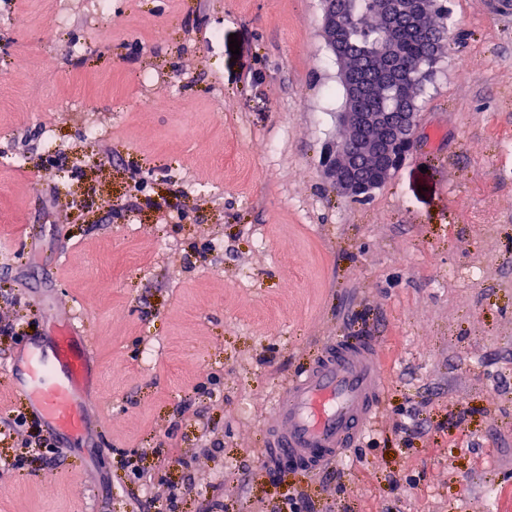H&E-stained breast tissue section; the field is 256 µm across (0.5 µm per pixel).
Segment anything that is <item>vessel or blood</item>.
<instances>
[{"label": "vessel or blood", "mask_w": 512, "mask_h": 512, "mask_svg": "<svg viewBox=\"0 0 512 512\" xmlns=\"http://www.w3.org/2000/svg\"><path fill=\"white\" fill-rule=\"evenodd\" d=\"M69 326L50 348H32L14 379L16 391L54 430L84 435L89 422L88 350ZM386 369L383 347L369 337L330 339L279 391L263 425L262 459L291 462L315 473L339 462L364 436L381 408Z\"/></svg>", "instance_id": "vessel-or-blood-1"}]
</instances>
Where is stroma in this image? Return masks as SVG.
<instances>
[{
  "label": "stroma",
  "mask_w": 512,
  "mask_h": 512,
  "mask_svg": "<svg viewBox=\"0 0 512 512\" xmlns=\"http://www.w3.org/2000/svg\"><path fill=\"white\" fill-rule=\"evenodd\" d=\"M447 6L421 139L351 200L320 0H67L61 29L0 0V512H512V12ZM67 322L92 428L13 468L9 370ZM358 336L386 352L374 447L268 471L274 391Z\"/></svg>",
  "instance_id": "1"
}]
</instances>
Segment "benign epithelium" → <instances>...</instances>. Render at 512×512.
Here are the masks:
<instances>
[{"instance_id": "1", "label": "benign epithelium", "mask_w": 512, "mask_h": 512, "mask_svg": "<svg viewBox=\"0 0 512 512\" xmlns=\"http://www.w3.org/2000/svg\"><path fill=\"white\" fill-rule=\"evenodd\" d=\"M322 4L324 38L334 51L346 98L342 112L338 113L342 133L326 152L324 174L337 193L362 199L392 178L406 152L420 138L421 113L359 111L357 101L365 88L354 79L357 64L337 51L346 14L339 6V0H322ZM374 7L390 35L394 34L395 20L402 18L422 31H428L425 0H374ZM394 54L390 42L380 55L371 59L379 75L373 91L378 93L388 87Z\"/></svg>"}]
</instances>
